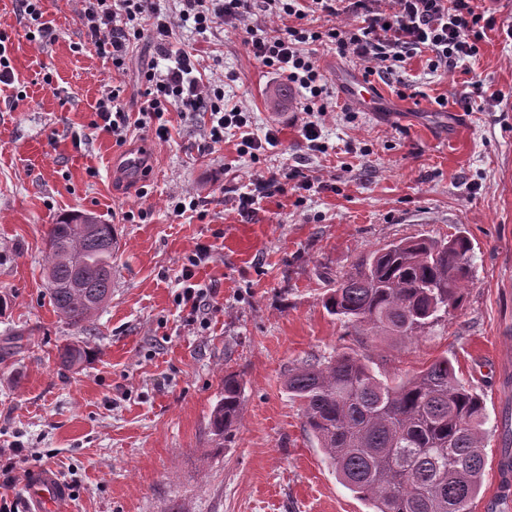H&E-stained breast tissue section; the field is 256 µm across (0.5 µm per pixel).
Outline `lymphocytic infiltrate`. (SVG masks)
I'll list each match as a JSON object with an SVG mask.
<instances>
[{"label":"lymphocytic infiltrate","instance_id":"lymphocytic-infiltrate-1","mask_svg":"<svg viewBox=\"0 0 512 512\" xmlns=\"http://www.w3.org/2000/svg\"><path fill=\"white\" fill-rule=\"evenodd\" d=\"M160 2L78 0L84 45L120 71L133 40L151 41L167 66L153 65L143 74V115L154 120L155 134L162 138L168 133L166 112H209L213 145L247 120L239 105L225 103L223 87L194 76L195 64L179 46L177 28L189 26L202 36L218 24L244 26L254 59L303 89L301 131L314 149L321 136L314 116L326 112L328 104L323 75L307 44L330 40L339 55L359 63L364 78L384 80L418 53L429 54L431 68H455L476 56L486 33L499 28L496 15L480 9L476 0H176L174 14L163 11ZM315 13L333 18V25L322 32L306 28L304 19ZM255 16L287 18L291 24L269 35L252 25Z\"/></svg>","mask_w":512,"mask_h":512}]
</instances>
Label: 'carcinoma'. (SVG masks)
I'll return each instance as SVG.
<instances>
[{"mask_svg":"<svg viewBox=\"0 0 512 512\" xmlns=\"http://www.w3.org/2000/svg\"><path fill=\"white\" fill-rule=\"evenodd\" d=\"M115 245L114 226L89 224L83 212L50 226L48 291L68 324L84 327L112 294ZM471 250L464 235L391 242L341 277L325 307L358 334L411 339L461 305ZM284 386L342 484L372 512H471L486 464L485 404L448 359L392 385L360 358L311 356L288 368ZM242 405L243 383L225 375L210 417L218 439L239 429ZM501 455L503 500L512 496V444Z\"/></svg>","mask_w":512,"mask_h":512,"instance_id":"1","label":"carcinoma"}]
</instances>
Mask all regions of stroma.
<instances>
[{"instance_id": "obj_1", "label": "stroma", "mask_w": 512, "mask_h": 512, "mask_svg": "<svg viewBox=\"0 0 512 512\" xmlns=\"http://www.w3.org/2000/svg\"><path fill=\"white\" fill-rule=\"evenodd\" d=\"M50 39L33 41L15 0H0V35L11 62L0 82V449H21L18 483L0 484V507L22 504V477L51 467L69 490L65 512H367L303 427L284 387L289 366L310 355L366 360L387 382L446 357L484 400L483 488L472 512H495L502 424L512 412V42L487 32L477 56L431 70L408 59L399 79L377 82L371 111L343 103L341 84L360 74L330 41L313 53L333 111L319 117L322 149L301 133L298 87L255 61L243 29L200 37L192 47L203 80L239 105L247 132L273 133L257 156L239 136L209 146L203 112H171L170 136L130 127L128 146L148 147L138 180L110 164L111 133L94 128L111 88L137 115L142 75L157 55L134 47L127 70L82 49L76 0H42ZM482 81V110L459 100ZM416 86L415 98L398 95ZM446 99L439 107L438 99ZM300 167L312 184L282 180L252 214L236 200L260 172ZM194 198L173 213L169 196ZM114 225L112 296L88 329L52 306L45 239L65 213ZM466 235L472 283L462 306L421 336L355 334L324 301L360 257L390 242ZM208 257L195 262L197 245ZM193 267L206 297L181 300L179 275ZM88 347L64 367L69 345ZM244 383L242 423L219 441L210 426L226 373Z\"/></svg>"}]
</instances>
